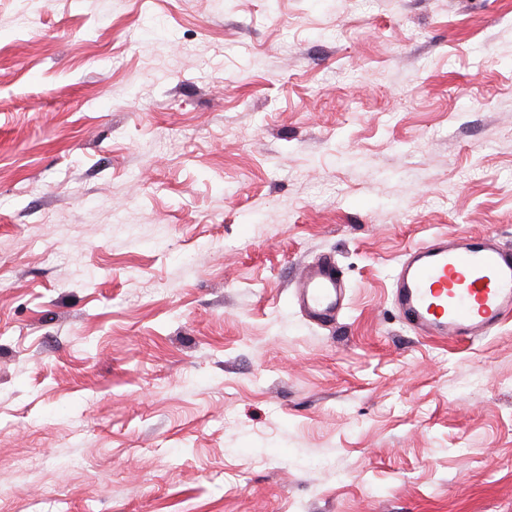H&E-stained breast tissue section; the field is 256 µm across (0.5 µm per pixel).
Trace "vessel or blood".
I'll use <instances>...</instances> for the list:
<instances>
[{
  "label": "vessel or blood",
  "instance_id": "vessel-or-blood-1",
  "mask_svg": "<svg viewBox=\"0 0 512 512\" xmlns=\"http://www.w3.org/2000/svg\"><path fill=\"white\" fill-rule=\"evenodd\" d=\"M295 296L313 321H332L346 299L335 261L309 264ZM393 300L418 335L476 341L512 320V247L490 236L441 237L418 245L397 271Z\"/></svg>",
  "mask_w": 512,
  "mask_h": 512
}]
</instances>
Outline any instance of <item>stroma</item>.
<instances>
[{
  "mask_svg": "<svg viewBox=\"0 0 512 512\" xmlns=\"http://www.w3.org/2000/svg\"><path fill=\"white\" fill-rule=\"evenodd\" d=\"M460 234L512 245V0H0V512H512V320L393 305ZM346 288L336 262L323 258L305 268L297 283L295 296L300 308L313 321L327 323L343 309Z\"/></svg>",
  "mask_w": 512,
  "mask_h": 512,
  "instance_id": "35a3bbf8",
  "label": "stroma"
}]
</instances>
